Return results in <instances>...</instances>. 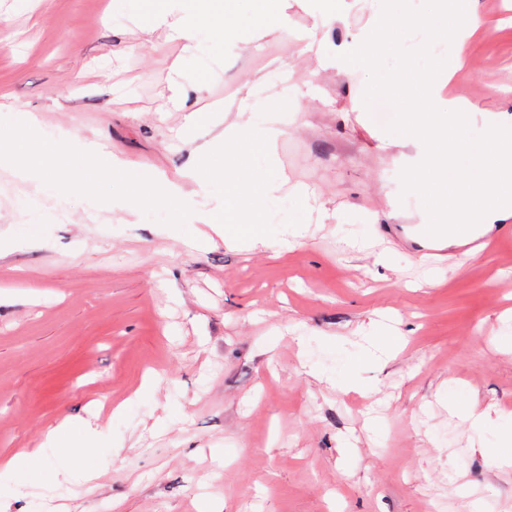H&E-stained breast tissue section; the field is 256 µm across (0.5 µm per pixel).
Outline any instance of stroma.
<instances>
[{"label": "stroma", "mask_w": 512, "mask_h": 512, "mask_svg": "<svg viewBox=\"0 0 512 512\" xmlns=\"http://www.w3.org/2000/svg\"><path fill=\"white\" fill-rule=\"evenodd\" d=\"M278 5L265 33L264 0H234V41L187 66V41L123 0H0V93L130 172L154 170L187 208L170 226L165 212L130 211L121 185L103 211L99 189L51 197L0 167V235L15 240L0 256V460L66 417L118 440L88 459L94 486L55 465L22 476L25 492L0 490V512H34L46 481L64 496L45 512H512V467L490 461L512 416V238L475 258L420 255L397 230L427 216L401 180L415 148L390 143L386 102L364 105L368 72L299 60L321 0ZM377 7L342 0L326 52L373 31ZM477 9L465 65L447 46L431 53L445 62L442 97L476 104L480 135L512 116V0ZM287 66L302 96L276 158L333 216L308 215L302 246L277 255L212 234L220 199L187 172L248 89ZM350 98L357 111H343ZM26 196L46 223H28ZM194 230L210 236L203 249L184 243ZM384 318L403 340L361 369L365 392L302 370L297 336L349 361ZM150 373L148 402L134 404ZM452 386L486 414L483 432L451 415ZM122 402L129 418H113Z\"/></svg>", "instance_id": "obj_1"}]
</instances>
